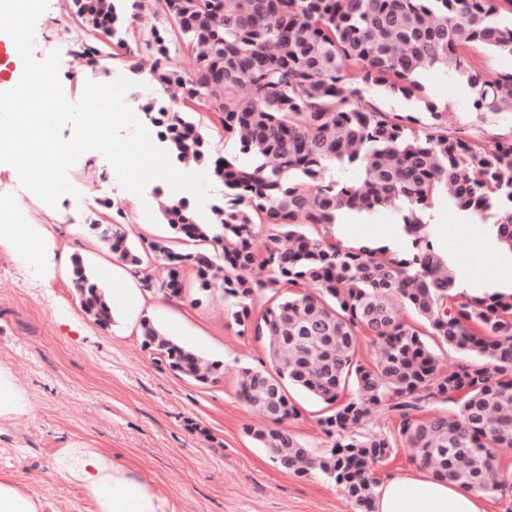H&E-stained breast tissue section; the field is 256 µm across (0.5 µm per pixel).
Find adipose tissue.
Listing matches in <instances>:
<instances>
[{
  "label": "adipose tissue",
  "instance_id": "1",
  "mask_svg": "<svg viewBox=\"0 0 512 512\" xmlns=\"http://www.w3.org/2000/svg\"><path fill=\"white\" fill-rule=\"evenodd\" d=\"M383 239L394 250L402 249L406 234L385 215L345 214L332 232L344 244H355L360 231ZM440 249L457 253L481 247L495 255L492 278L500 290L512 288V257L498 253L494 234L475 240L460 234L443 236ZM60 472L79 484L91 503L90 512H174L170 499L151 481L135 475L119 458L92 448H67L58 459ZM374 512H486L480 492L425 472L405 473L382 483L375 491Z\"/></svg>",
  "mask_w": 512,
  "mask_h": 512
}]
</instances>
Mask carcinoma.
<instances>
[{"label": "carcinoma", "instance_id": "obj_1", "mask_svg": "<svg viewBox=\"0 0 512 512\" xmlns=\"http://www.w3.org/2000/svg\"><path fill=\"white\" fill-rule=\"evenodd\" d=\"M119 2L73 0L72 15L96 41L77 45V57L107 60L112 44H124ZM162 2L171 39L162 41L156 28L139 35L156 57L152 78L185 86L224 137L259 164L212 159L208 136L174 112L160 135L167 151L182 163L212 164L224 202L210 206L206 222L186 199L170 202L161 214L171 235L142 251L101 215L91 228L147 291L180 298L190 272L197 292L216 286L235 299L234 322L264 338L271 362L240 368L237 396L261 410L260 391L278 385L272 425L248 429L277 465L286 457L294 474L315 470L359 512H372L375 469L400 441L436 478L507 499L512 512V476L493 477L495 452L512 449V293L472 297L456 289L423 221L433 197L450 187L458 207L494 219L498 241L512 252V136L488 145L450 136L432 105L431 132L422 135L413 128L420 119L381 112L362 97L367 85L411 96L421 91L413 73L438 64L466 78L476 122L511 113L512 71H491L484 55L512 56V0ZM183 45L193 57L190 74L171 57ZM337 163L359 169L363 181L329 175ZM388 206L404 211L407 250L346 246L333 236L338 211ZM260 233L261 249L254 244ZM72 272L85 313L112 322L82 258H72ZM256 294L273 301L257 318ZM397 302L413 322L398 319ZM142 331L173 371L201 384L219 375V363L149 320ZM361 332L372 337L367 359L357 356ZM446 347L462 361L444 373L439 351ZM290 385L324 404L329 450L306 446L284 426L299 415ZM448 402L454 412L420 416ZM380 408L399 417L398 435L359 432Z\"/></svg>", "mask_w": 512, "mask_h": 512}]
</instances>
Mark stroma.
Instances as JSON below:
<instances>
[{
	"instance_id": "obj_1",
	"label": "stroma",
	"mask_w": 512,
	"mask_h": 512,
	"mask_svg": "<svg viewBox=\"0 0 512 512\" xmlns=\"http://www.w3.org/2000/svg\"><path fill=\"white\" fill-rule=\"evenodd\" d=\"M123 17L126 46L113 47L112 60L85 67L70 48L85 38L84 29L61 0H48L35 25L33 57L41 62L59 53L61 85L76 101L83 77L111 83L129 76V59L137 57L142 73L131 76L135 106L156 99L183 109L184 86L162 89L143 76L152 59L142 54L137 33L168 28L158 0H124ZM61 24L70 30V43L56 37ZM422 84L420 99L376 87L364 90L363 98L383 112L414 114L424 111L425 101L440 100L448 132L473 123L470 110L451 103L468 88L463 77L427 68ZM72 171L74 193L37 214L42 258H30L11 237L0 236V369L24 405L23 411L0 416V478L35 493L41 512H88L83 490L58 474L57 458L65 448H94L120 455L170 498L175 512H357L334 484L280 470L249 435L259 419L237 397V372L261 367L268 358L261 340L232 321L221 291L196 301L145 295L148 305L177 316L186 336L199 339L200 356L221 362L222 375L207 384L172 371L123 316L101 326L85 314L58 255H79L93 270L114 258L89 228L79 191L91 185L96 196L111 200L110 219L127 228L132 246L142 248L167 233L159 210L166 183L151 181L136 195L120 185L95 150L83 153ZM290 394L300 416L288 421L289 430L310 446H330L318 423L322 404L295 388Z\"/></svg>"
}]
</instances>
